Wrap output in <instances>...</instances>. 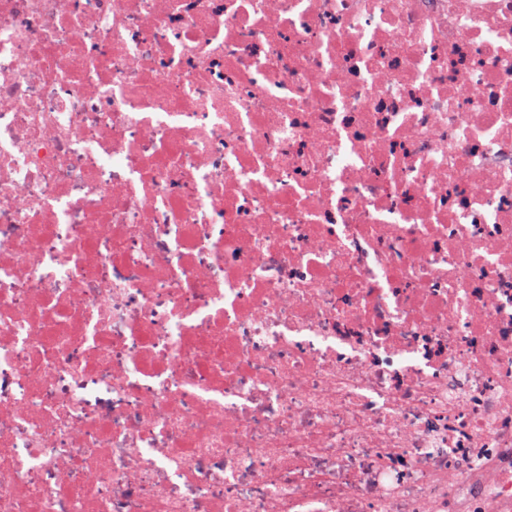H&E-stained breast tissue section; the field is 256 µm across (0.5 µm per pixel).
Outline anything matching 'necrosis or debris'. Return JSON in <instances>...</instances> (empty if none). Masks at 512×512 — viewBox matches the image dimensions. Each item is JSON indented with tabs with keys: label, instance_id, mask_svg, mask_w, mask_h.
I'll use <instances>...</instances> for the list:
<instances>
[{
	"label": "necrosis or debris",
	"instance_id": "obj_1",
	"mask_svg": "<svg viewBox=\"0 0 512 512\" xmlns=\"http://www.w3.org/2000/svg\"><path fill=\"white\" fill-rule=\"evenodd\" d=\"M0 512H512V0H0Z\"/></svg>",
	"mask_w": 512,
	"mask_h": 512
}]
</instances>
